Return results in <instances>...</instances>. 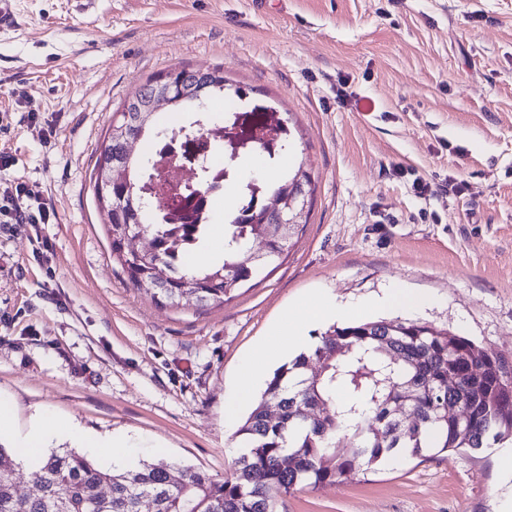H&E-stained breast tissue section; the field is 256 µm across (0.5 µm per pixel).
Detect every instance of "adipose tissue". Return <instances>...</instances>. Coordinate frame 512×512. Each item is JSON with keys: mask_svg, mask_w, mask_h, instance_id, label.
Here are the masks:
<instances>
[{"mask_svg": "<svg viewBox=\"0 0 512 512\" xmlns=\"http://www.w3.org/2000/svg\"><path fill=\"white\" fill-rule=\"evenodd\" d=\"M407 300V295L396 288L346 305L336 304L323 293L309 294L269 331L264 353L242 361L241 382L225 409L226 416H234L240 408L252 404L254 386L263 376L268 358L293 346L308 345V333L313 324L329 319L344 320L360 312L402 304ZM15 412L14 401L0 395V444L18 449L21 455L32 457L45 448L67 442L90 454H105L109 464L120 468H132L138 463L129 437L87 430L47 411L32 415L20 426L16 423Z\"/></svg>", "mask_w": 512, "mask_h": 512, "instance_id": "obj_1", "label": "adipose tissue"}]
</instances>
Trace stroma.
Wrapping results in <instances>:
<instances>
[{"label":"stroma","mask_w":512,"mask_h":512,"mask_svg":"<svg viewBox=\"0 0 512 512\" xmlns=\"http://www.w3.org/2000/svg\"><path fill=\"white\" fill-rule=\"evenodd\" d=\"M0 34V188L24 184L48 224L0 223V394L124 433L140 460L223 480L238 452L225 403L241 359L313 290L340 303L396 287L432 305L390 310L512 363V0H17ZM220 67L245 95L209 127L277 112L313 194L256 285L202 310L156 303L112 260L92 173L112 114L146 80ZM218 142L224 191L248 198L286 167ZM458 194L418 195L415 178ZM165 447L158 455L157 447ZM498 448L396 455L277 512H499Z\"/></svg>","instance_id":"obj_1"}]
</instances>
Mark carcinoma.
Returning a JSON list of instances; mask_svg holds the SVG:
<instances>
[{
	"label": "carcinoma",
	"instance_id": "cac0c4a2",
	"mask_svg": "<svg viewBox=\"0 0 512 512\" xmlns=\"http://www.w3.org/2000/svg\"><path fill=\"white\" fill-rule=\"evenodd\" d=\"M168 112L186 113V124L200 122L203 106L226 95L224 69L165 72ZM113 113L94 171V196L107 209L112 256L128 281L158 302L198 310L222 302L256 280L288 247L298 225L279 230L267 223L265 200H249L224 225V260L192 265L176 254L173 225L153 216L137 189L150 171L152 154L120 161L123 132L156 141L166 137L163 112L137 108L151 97L149 82ZM313 193L303 167H291L271 186L283 202L298 192ZM210 214L181 224L194 235L195 253L204 251ZM147 233L154 250L137 255L125 241ZM260 239L266 259H253L250 242ZM319 371L308 372L311 362ZM455 385L448 386V375ZM460 405L461 428L448 404ZM278 416L269 417L270 406ZM411 412L412 423L399 418ZM351 434L352 440L341 441ZM238 434L246 441L224 481L192 468L170 482L160 465L133 470L104 469L73 450L52 451L28 468L29 491L19 494L13 474L21 463L0 446V512H139L148 497L153 512H276V500L301 484L316 489L343 475L369 469L395 453L430 457L449 450L478 451L512 438V364L474 341L431 323L409 319L333 324L317 337L310 353L278 367L261 400Z\"/></svg>",
	"mask_w": 512,
	"mask_h": 512
}]
</instances>
